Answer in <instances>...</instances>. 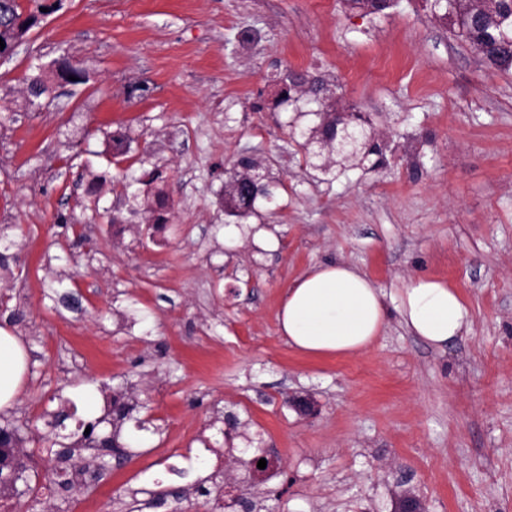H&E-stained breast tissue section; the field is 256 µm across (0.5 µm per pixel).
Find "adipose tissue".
Here are the masks:
<instances>
[{"instance_id":"obj_1","label":"adipose tissue","mask_w":512,"mask_h":512,"mask_svg":"<svg viewBox=\"0 0 512 512\" xmlns=\"http://www.w3.org/2000/svg\"><path fill=\"white\" fill-rule=\"evenodd\" d=\"M397 311L409 332L442 348L471 324L470 310L456 288L431 276L410 278L388 294L366 274L343 263L314 265L284 293L280 330L298 352L349 356L364 351ZM23 345L0 328V409L20 394L27 371Z\"/></svg>"}]
</instances>
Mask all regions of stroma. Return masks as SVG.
<instances>
[{
    "instance_id": "obj_1",
    "label": "stroma",
    "mask_w": 512,
    "mask_h": 512,
    "mask_svg": "<svg viewBox=\"0 0 512 512\" xmlns=\"http://www.w3.org/2000/svg\"><path fill=\"white\" fill-rule=\"evenodd\" d=\"M21 3L48 12L0 65V300L24 314L0 327L29 364L0 415L29 420L20 453L39 491L0 495V512H126L160 487L184 498L155 512H209L195 483L211 474L255 512H396L405 495L426 512H512V74L422 0L376 15L342 0ZM63 58L83 83H61ZM285 69L335 83L386 166L325 173L318 144L297 153L271 80ZM38 71L53 91L33 101ZM245 157L286 190L231 226L224 179ZM155 169L166 223L108 224L124 207L114 179ZM336 261L386 291L447 280L471 325L437 350L393 313L362 353H298L282 296ZM87 383L99 402L132 389L154 430L129 429L125 467L103 449L97 481L62 485L44 415Z\"/></svg>"
}]
</instances>
